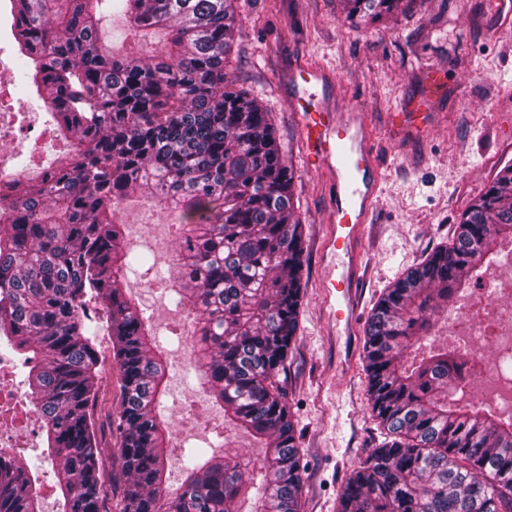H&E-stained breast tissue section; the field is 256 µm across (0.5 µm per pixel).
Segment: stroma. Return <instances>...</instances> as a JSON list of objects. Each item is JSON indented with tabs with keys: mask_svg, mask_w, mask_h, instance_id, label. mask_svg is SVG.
I'll list each match as a JSON object with an SVG mask.
<instances>
[{
	"mask_svg": "<svg viewBox=\"0 0 512 512\" xmlns=\"http://www.w3.org/2000/svg\"><path fill=\"white\" fill-rule=\"evenodd\" d=\"M0 62L11 82V106L24 127L22 143L0 144V153L13 171L29 163H54L66 146L47 132L50 116L43 102L21 85L15 50L1 55ZM303 62L337 73L341 103L362 100L369 107L381 195L371 216L365 275L357 293L366 318L385 288L447 244L463 212L512 163V0H425L421 12L396 13L371 25L346 21L338 0H239L226 73L271 112L293 166L294 203L305 240L298 335L282 375L301 448L302 512H336L338 491L381 437L366 393L359 349L364 336L347 337L325 302L321 245L331 179L325 170L306 167L289 103L288 76ZM429 64L444 68L447 89L432 105L426 133L408 139L390 115L420 94ZM118 217L123 224L138 225L140 232L165 234V249L176 252L178 240L149 195L130 196ZM127 280L168 360L169 490L182 484L181 446L224 442L262 458V449L248 435L224 431L222 408L181 360L188 318L174 302L171 283L150 285L137 272ZM350 353L355 360L344 365ZM20 437L26 443L23 462L41 466L35 487L43 512H59L53 466L40 457L39 433L24 431Z\"/></svg>",
	"mask_w": 512,
	"mask_h": 512,
	"instance_id": "35a3bbf8",
	"label": "stroma"
}]
</instances>
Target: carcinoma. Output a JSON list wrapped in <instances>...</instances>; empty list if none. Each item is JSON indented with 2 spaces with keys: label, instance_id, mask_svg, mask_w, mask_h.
Listing matches in <instances>:
<instances>
[{
  "label": "carcinoma",
  "instance_id": "obj_1",
  "mask_svg": "<svg viewBox=\"0 0 512 512\" xmlns=\"http://www.w3.org/2000/svg\"><path fill=\"white\" fill-rule=\"evenodd\" d=\"M238 0H9L11 38L68 152L41 176H0V341L28 368L64 512H300L301 456L279 384L303 297L293 170L270 113L225 68ZM417 0H340L373 24ZM123 53L102 48L115 20ZM163 37L145 59L143 41ZM150 192L180 230L178 304L194 367L224 428L265 448L193 455L164 488L166 366L129 266L117 206ZM512 244V164L448 244L382 293L365 329L371 412L386 439L352 471L337 512H512V415L473 398L469 359L434 344L476 272ZM107 323L121 401L101 396L94 340ZM118 438L105 464V431ZM32 473L0 449V512H41Z\"/></svg>",
  "mask_w": 512,
  "mask_h": 512
}]
</instances>
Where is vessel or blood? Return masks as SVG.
<instances>
[{"mask_svg":"<svg viewBox=\"0 0 512 512\" xmlns=\"http://www.w3.org/2000/svg\"><path fill=\"white\" fill-rule=\"evenodd\" d=\"M332 72L320 64L305 63L291 72V104L297 112L306 148V163L323 166L331 175V212L323 253L340 264L329 271L327 297L333 300L332 316L345 332L356 330L359 309L356 293L364 262L365 226L379 198L380 161L365 121L366 103L344 109L330 106L325 95ZM446 74L427 70L420 95L401 107L396 119L416 131L432 103L442 95Z\"/></svg>","mask_w":512,"mask_h":512,"instance_id":"vessel-or-blood-1","label":"vessel or blood"}]
</instances>
